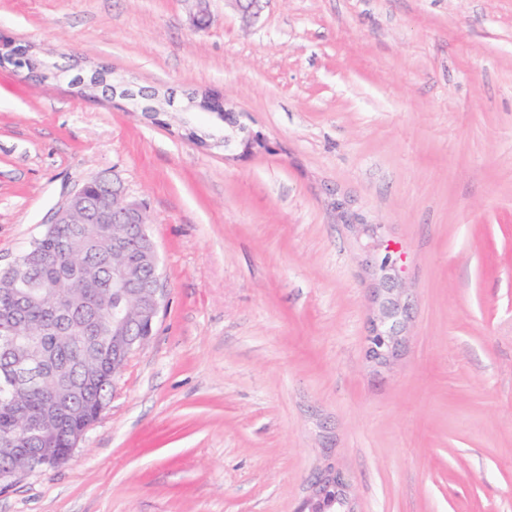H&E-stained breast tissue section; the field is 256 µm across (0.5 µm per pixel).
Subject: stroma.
I'll return each instance as SVG.
<instances>
[{
	"label": "stroma",
	"instance_id": "35a3bbf8",
	"mask_svg": "<svg viewBox=\"0 0 512 512\" xmlns=\"http://www.w3.org/2000/svg\"><path fill=\"white\" fill-rule=\"evenodd\" d=\"M194 11L0 0V45L72 66H0V268L113 174L166 290L72 458L0 512H299L330 468L355 512H512V0ZM101 67L114 93L73 84ZM386 242L410 309L377 366Z\"/></svg>",
	"mask_w": 512,
	"mask_h": 512
}]
</instances>
